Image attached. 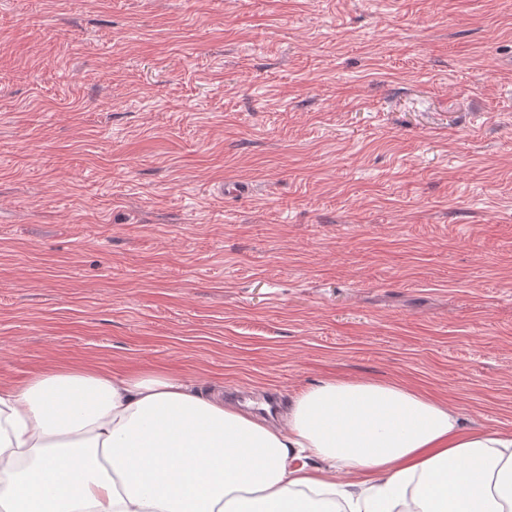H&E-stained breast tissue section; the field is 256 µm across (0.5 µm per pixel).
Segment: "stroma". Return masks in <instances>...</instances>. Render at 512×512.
Returning <instances> with one entry per match:
<instances>
[{"label": "stroma", "mask_w": 512, "mask_h": 512, "mask_svg": "<svg viewBox=\"0 0 512 512\" xmlns=\"http://www.w3.org/2000/svg\"><path fill=\"white\" fill-rule=\"evenodd\" d=\"M50 367L512 431V0H0V383Z\"/></svg>", "instance_id": "obj_1"}]
</instances>
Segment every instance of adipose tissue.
<instances>
[{
	"label": "adipose tissue",
	"mask_w": 512,
	"mask_h": 512,
	"mask_svg": "<svg viewBox=\"0 0 512 512\" xmlns=\"http://www.w3.org/2000/svg\"><path fill=\"white\" fill-rule=\"evenodd\" d=\"M0 512H512V433L406 385L315 381L281 422L168 372L0 385Z\"/></svg>",
	"instance_id": "obj_1"
}]
</instances>
